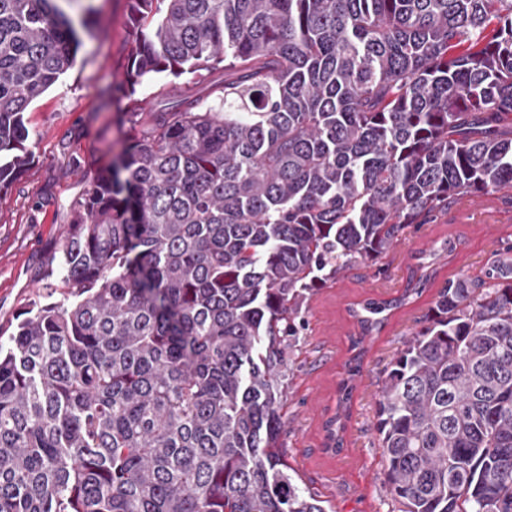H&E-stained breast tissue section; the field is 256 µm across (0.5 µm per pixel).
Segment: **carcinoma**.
<instances>
[{
  "mask_svg": "<svg viewBox=\"0 0 512 512\" xmlns=\"http://www.w3.org/2000/svg\"><path fill=\"white\" fill-rule=\"evenodd\" d=\"M0 0V191L97 9ZM114 93L206 81L71 205L72 300L0 333V512H326L280 452L283 343L350 263L512 192V0H129ZM395 304L369 300L363 333ZM375 429L400 512H512V256L450 280ZM501 192H486L478 198L470 199V198H462L457 203L456 206L459 209L466 210L469 212H490L496 208L497 198Z\"/></svg>",
  "mask_w": 512,
  "mask_h": 512,
  "instance_id": "1",
  "label": "carcinoma"
}]
</instances>
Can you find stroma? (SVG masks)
Returning a JSON list of instances; mask_svg holds the SVG:
<instances>
[{
  "label": "stroma",
  "mask_w": 512,
  "mask_h": 512,
  "mask_svg": "<svg viewBox=\"0 0 512 512\" xmlns=\"http://www.w3.org/2000/svg\"><path fill=\"white\" fill-rule=\"evenodd\" d=\"M102 32L84 37L76 63L25 114L31 160L0 192V331L11 333L35 301L64 299L58 274L46 260L71 221V205L99 171L139 132L112 101V85L128 64L129 0H94ZM501 221L477 224L455 212L435 214L405 229L382 257L356 261L320 288L303 309L305 330L286 359L288 387L282 410V452L306 491L328 512H399L388 492L385 462L375 431L385 370L423 325L448 280L474 278L493 254L512 246V192L499 203ZM452 242L434 264L423 293L394 310L385 328L366 340L348 404L343 445L331 448L325 429L349 370L360 333L351 303L401 296L424 254Z\"/></svg>",
  "instance_id": "1"
}]
</instances>
